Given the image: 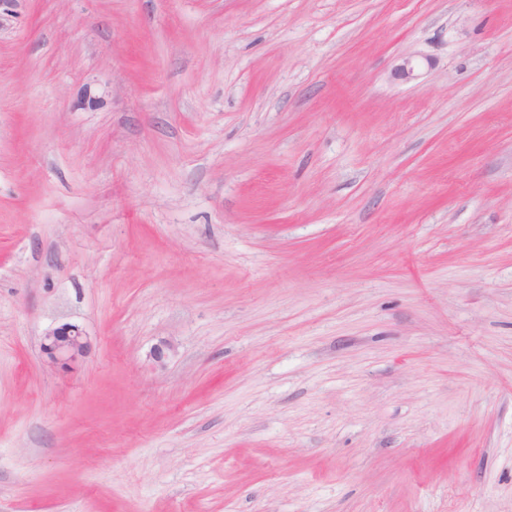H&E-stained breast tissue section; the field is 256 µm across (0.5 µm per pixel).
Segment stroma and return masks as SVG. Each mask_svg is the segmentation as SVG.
<instances>
[{
	"instance_id": "obj_1",
	"label": "stroma",
	"mask_w": 512,
	"mask_h": 512,
	"mask_svg": "<svg viewBox=\"0 0 512 512\" xmlns=\"http://www.w3.org/2000/svg\"><path fill=\"white\" fill-rule=\"evenodd\" d=\"M0 512H512V0H5ZM90 346L88 337L78 326L64 324L48 330L41 347L47 358L54 363L67 364L82 358Z\"/></svg>"
}]
</instances>
